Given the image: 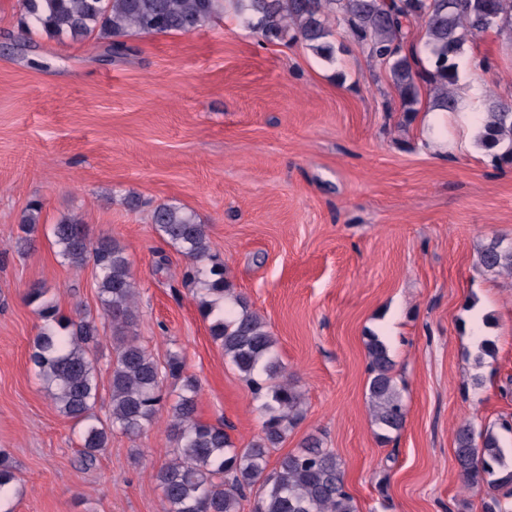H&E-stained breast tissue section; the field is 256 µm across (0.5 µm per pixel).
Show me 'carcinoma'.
Here are the masks:
<instances>
[{"instance_id": "cac0c4a2", "label": "carcinoma", "mask_w": 512, "mask_h": 512, "mask_svg": "<svg viewBox=\"0 0 512 512\" xmlns=\"http://www.w3.org/2000/svg\"><path fill=\"white\" fill-rule=\"evenodd\" d=\"M25 31L83 40L98 38L120 57L127 40L137 35L192 34L224 12L226 0H21ZM242 22L267 41L287 37L305 43L316 54L334 58L329 40L332 24L343 26L357 42L389 69L405 112H413L422 87L432 94V107L458 110L455 86L460 56L467 40L489 30L512 34V0H232ZM421 23L424 41L409 40V27ZM480 146L496 163H512V104L488 107L478 136ZM41 205L31 203L22 219L25 236L16 249L29 248L39 224ZM159 237L188 261L185 286L196 289L198 308L209 320L212 338L236 368L252 393L264 399L261 433L244 448L234 446L224 424L197 416L198 381L185 373L176 352L163 364L155 360L133 332L135 294L125 248L105 236L88 237L85 223L64 217L51 227L59 255L70 266L92 265L103 316L111 323L115 354L111 363L110 408L106 419L96 413L100 396L92 352L99 339L96 321L63 314L55 302L35 288L42 326L33 341L30 360L50 391L59 413L80 426L82 463L91 466L106 447L112 429L129 437L141 434L162 407L171 417L175 443L172 459L154 475L162 491L163 512H243L246 491L254 492L251 512H357L345 489L336 455L316 435L298 449L281 455L269 467L270 450L286 439L302 412L303 397L283 375L274 354L275 339L262 317L236 293L224 259L212 251L206 225L190 209L172 204L156 206L151 216ZM488 271L512 275V246L488 243L479 256ZM369 359L368 395L380 442L405 425L406 407L397 387L387 345L372 334L366 343ZM178 379L180 391L171 400L163 381ZM459 474L470 486L483 483L491 493L481 512H505L498 491L512 497V470H505L499 438L489 428L470 422L455 434ZM16 475L0 456V512Z\"/></svg>"}]
</instances>
